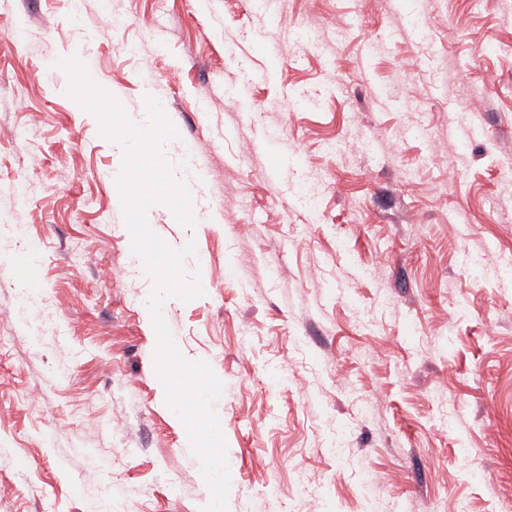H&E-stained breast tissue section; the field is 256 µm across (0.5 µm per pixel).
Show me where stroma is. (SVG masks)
Returning <instances> with one entry per match:
<instances>
[{
  "mask_svg": "<svg viewBox=\"0 0 512 512\" xmlns=\"http://www.w3.org/2000/svg\"><path fill=\"white\" fill-rule=\"evenodd\" d=\"M410 2L434 50L409 70L401 0H281L271 19L250 0H0V512H126L131 485L145 490L136 512H201L208 493L155 373V281L108 272L131 254L112 190L123 149L68 96L55 62L73 54L132 121L151 96L178 131L165 154L199 222L163 204L147 219L171 248L195 243L185 266L208 283L163 309L181 354L224 384L228 512H255L261 494L269 512H308L301 472L325 496L318 512L512 499V183L498 167L512 152V0ZM293 22L351 37L304 56ZM353 112L371 149L328 154L356 132ZM28 178L43 191L23 205L13 188ZM487 243L508 269L482 281L467 256ZM26 256L41 297L28 307ZM337 435L358 468L327 454Z\"/></svg>",
  "mask_w": 512,
  "mask_h": 512,
  "instance_id": "35a3bbf8",
  "label": "stroma"
}]
</instances>
